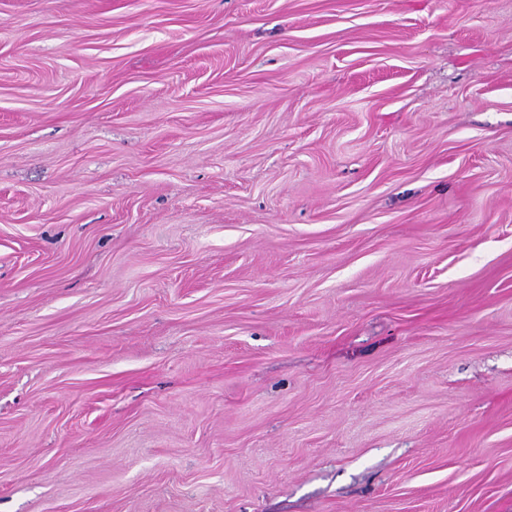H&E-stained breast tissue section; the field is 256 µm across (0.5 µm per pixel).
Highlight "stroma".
<instances>
[{"mask_svg":"<svg viewBox=\"0 0 512 512\" xmlns=\"http://www.w3.org/2000/svg\"><path fill=\"white\" fill-rule=\"evenodd\" d=\"M0 512H512V0H0Z\"/></svg>","mask_w":512,"mask_h":512,"instance_id":"1","label":"stroma"}]
</instances>
